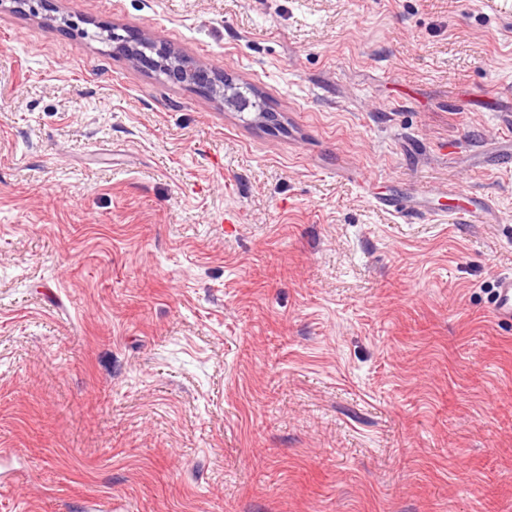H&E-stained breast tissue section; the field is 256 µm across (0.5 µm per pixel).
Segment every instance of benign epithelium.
Listing matches in <instances>:
<instances>
[{
  "instance_id": "1",
  "label": "benign epithelium",
  "mask_w": 512,
  "mask_h": 512,
  "mask_svg": "<svg viewBox=\"0 0 512 512\" xmlns=\"http://www.w3.org/2000/svg\"><path fill=\"white\" fill-rule=\"evenodd\" d=\"M112 39L117 43V49L136 66L152 68L156 63L155 54H165L168 56L166 64L168 80L182 85L204 86L213 96L224 100V105L239 111L249 105V101L239 98L236 91L224 85V75L210 72L200 60L194 57L184 55L154 40L151 41L152 53L148 54L141 49V45L146 43V38L138 32H130L126 36L114 34Z\"/></svg>"
}]
</instances>
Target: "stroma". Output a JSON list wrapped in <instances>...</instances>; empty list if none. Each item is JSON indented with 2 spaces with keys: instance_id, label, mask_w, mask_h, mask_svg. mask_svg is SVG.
Returning a JSON list of instances; mask_svg holds the SVG:
<instances>
[{
  "instance_id": "stroma-1",
  "label": "stroma",
  "mask_w": 512,
  "mask_h": 512,
  "mask_svg": "<svg viewBox=\"0 0 512 512\" xmlns=\"http://www.w3.org/2000/svg\"><path fill=\"white\" fill-rule=\"evenodd\" d=\"M510 146L512 0H0V512H512ZM112 39L117 43L116 48L123 52L128 60L136 66L143 68H154L156 59L153 54L161 53L168 56L167 59V79L182 85L204 86L213 96L224 100V105L236 110L246 109L249 101L238 97L236 91L229 86L224 74L211 73L207 67L198 59L182 54L167 44L159 41H151L153 47L151 54L143 51L139 43L146 44L144 38L139 32H129L128 35H112ZM493 314L500 320L512 323V275H501L494 290Z\"/></svg>"
}]
</instances>
